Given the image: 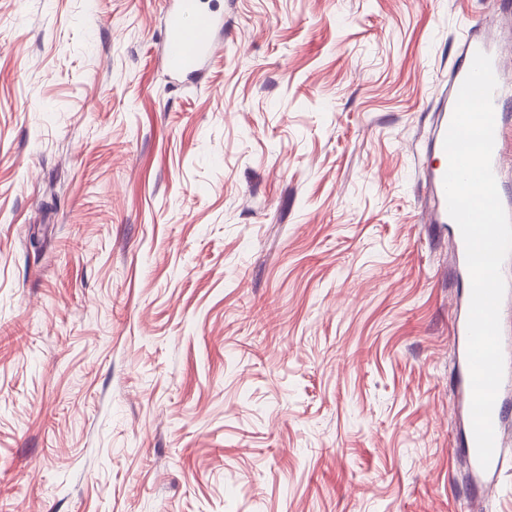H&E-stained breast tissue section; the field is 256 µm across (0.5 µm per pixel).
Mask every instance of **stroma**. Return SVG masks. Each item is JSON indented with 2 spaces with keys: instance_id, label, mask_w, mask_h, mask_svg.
Here are the masks:
<instances>
[{
  "instance_id": "obj_1",
  "label": "stroma",
  "mask_w": 512,
  "mask_h": 512,
  "mask_svg": "<svg viewBox=\"0 0 512 512\" xmlns=\"http://www.w3.org/2000/svg\"><path fill=\"white\" fill-rule=\"evenodd\" d=\"M0 0V512H512L473 488L422 168L512 0ZM164 63L175 77H198L223 44L224 15L202 10L199 0H169Z\"/></svg>"
}]
</instances>
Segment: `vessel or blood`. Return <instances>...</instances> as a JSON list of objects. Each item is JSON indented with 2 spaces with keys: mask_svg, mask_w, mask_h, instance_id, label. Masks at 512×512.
Returning a JSON list of instances; mask_svg holds the SVG:
<instances>
[{
  "mask_svg": "<svg viewBox=\"0 0 512 512\" xmlns=\"http://www.w3.org/2000/svg\"><path fill=\"white\" fill-rule=\"evenodd\" d=\"M224 28L223 16L202 10L200 0H169L164 27V63L167 70L176 77H198L204 66L213 58L222 44L219 33ZM488 54L492 60V68L496 79H503L504 65L502 52L494 48L486 39L466 35L462 45V61L454 69L450 78V94L439 107V120L435 128L431 152L436 162L428 167V176L435 187L433 198V216L441 224L450 223L447 199L444 189V175L448 168V158L444 150V138L449 128L457 94L467 76L476 52ZM504 90L496 88L493 95L495 107L494 149L492 154V170L495 176H502L504 166V142L508 131L505 116L501 110ZM467 310H460L454 319V334L457 338L458 354V387L463 401H471L472 387L470 368L467 358ZM465 451L473 472L488 470L497 473L502 459L501 452H494L489 467H481L476 450L473 433L465 435Z\"/></svg>",
  "mask_w": 512,
  "mask_h": 512,
  "instance_id": "obj_1",
  "label": "vessel or blood"
}]
</instances>
